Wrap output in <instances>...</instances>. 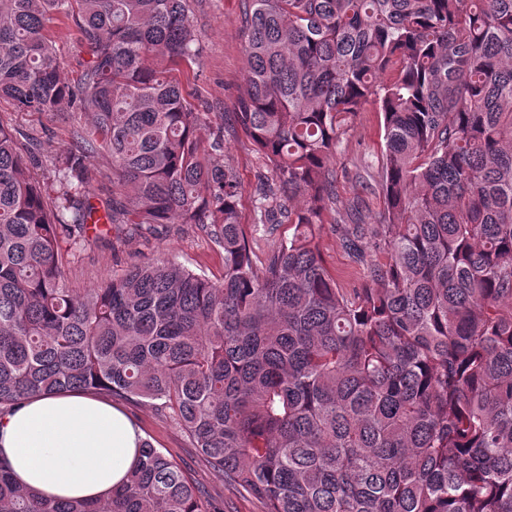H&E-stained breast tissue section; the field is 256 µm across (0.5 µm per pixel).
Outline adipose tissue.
<instances>
[{"label":"adipose tissue","instance_id":"1","mask_svg":"<svg viewBox=\"0 0 512 512\" xmlns=\"http://www.w3.org/2000/svg\"><path fill=\"white\" fill-rule=\"evenodd\" d=\"M142 438L124 412L85 393L33 395L0 415V452L16 482L62 499L109 497Z\"/></svg>","mask_w":512,"mask_h":512}]
</instances>
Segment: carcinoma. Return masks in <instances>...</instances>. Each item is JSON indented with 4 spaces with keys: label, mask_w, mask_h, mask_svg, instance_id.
I'll return each mask as SVG.
<instances>
[{
    "label": "carcinoma",
    "mask_w": 512,
    "mask_h": 512,
    "mask_svg": "<svg viewBox=\"0 0 512 512\" xmlns=\"http://www.w3.org/2000/svg\"><path fill=\"white\" fill-rule=\"evenodd\" d=\"M245 2L234 118L267 168L252 224L235 169L209 162L224 127L202 138L172 76L200 54L189 0H0V98L91 115L45 182L33 138L0 124V413L34 394L158 401L264 512H512V0ZM54 16L86 54L75 82ZM367 105L383 209L345 238L365 280L343 289L319 239ZM96 156L110 199L89 191ZM171 223L205 228L221 280L161 257L67 288L63 245ZM0 512L222 510L145 439L98 503L16 485L0 453ZM49 32L55 42L59 55L65 62L64 74L70 80L78 77V67L73 58L75 31L69 23L50 20L47 23Z\"/></svg>",
    "instance_id": "obj_1"
}]
</instances>
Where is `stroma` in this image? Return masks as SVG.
Wrapping results in <instances>:
<instances>
[{
    "mask_svg": "<svg viewBox=\"0 0 512 512\" xmlns=\"http://www.w3.org/2000/svg\"><path fill=\"white\" fill-rule=\"evenodd\" d=\"M191 10L202 52L198 60L183 64L177 77L190 102L211 112L213 122L224 128L229 150L214 156L213 161L235 167L242 185L241 220L249 224L254 219L257 176L264 171L265 160L237 132L233 121L235 102L245 90L247 69L242 50L243 0H191ZM88 119L84 112H21L10 100L0 99V122L36 132L41 152L48 157L68 145L70 127L86 124ZM382 125L381 114L371 108L351 117L331 164L340 205L359 202L369 224L382 208L380 195L370 187L384 154ZM348 230V225L326 218L320 249L338 287L350 289L361 286L364 271L343 244ZM161 255L214 280L221 279L224 272V253L211 242L205 230L185 224H161L151 236L126 235L113 244L91 245L76 253L66 266L67 285L82 295L104 277L121 275L128 267ZM115 406L136 423L155 447L180 463L207 497L223 503L224 512H262L259 501L228 487L206 467L171 411L144 401L119 400Z\"/></svg>",
    "mask_w": 512,
    "mask_h": 512,
    "instance_id": "1",
    "label": "stroma"
}]
</instances>
